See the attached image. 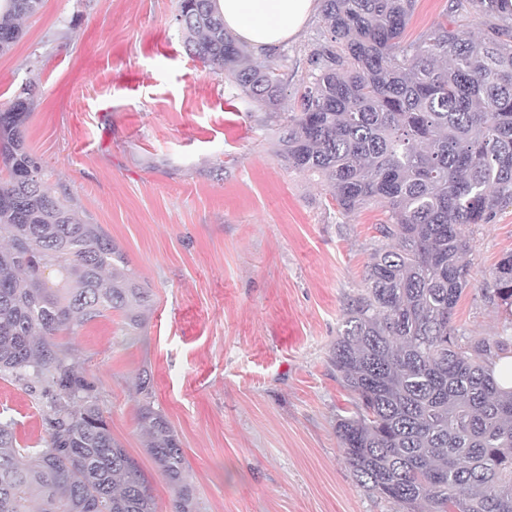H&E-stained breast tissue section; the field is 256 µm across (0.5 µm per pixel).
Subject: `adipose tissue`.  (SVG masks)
<instances>
[{
  "instance_id": "obj_1",
  "label": "adipose tissue",
  "mask_w": 512,
  "mask_h": 512,
  "mask_svg": "<svg viewBox=\"0 0 512 512\" xmlns=\"http://www.w3.org/2000/svg\"><path fill=\"white\" fill-rule=\"evenodd\" d=\"M216 5L225 27L262 54L298 37L317 0H217Z\"/></svg>"
}]
</instances>
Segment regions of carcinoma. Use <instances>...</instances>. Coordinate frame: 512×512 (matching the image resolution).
Returning <instances> with one entry per match:
<instances>
[{
  "label": "carcinoma",
  "instance_id": "1",
  "mask_svg": "<svg viewBox=\"0 0 512 512\" xmlns=\"http://www.w3.org/2000/svg\"><path fill=\"white\" fill-rule=\"evenodd\" d=\"M43 0H7L0 54ZM478 34L436 23L403 34L414 0H323V40L286 98L284 53L254 60L215 0H179L189 53L236 84L276 127L287 169L326 183L340 213L387 208L364 288L329 355L356 399L336 436L355 483L402 512H512V389L489 364L512 336H464L452 317L470 282L466 224L512 205V22L471 0ZM35 84L0 110V379L40 389L45 437L20 446L0 418V512H156L144 472L112 436L96 384L54 341L107 312L135 330L150 294L125 253L44 178L24 127ZM512 316V252L494 272ZM137 426L174 491L199 512L177 434L138 378Z\"/></svg>",
  "mask_w": 512,
  "mask_h": 512
}]
</instances>
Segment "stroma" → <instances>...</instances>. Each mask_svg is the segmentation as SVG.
I'll return each mask as SVG.
<instances>
[{
  "label": "stroma",
  "mask_w": 512,
  "mask_h": 512,
  "mask_svg": "<svg viewBox=\"0 0 512 512\" xmlns=\"http://www.w3.org/2000/svg\"><path fill=\"white\" fill-rule=\"evenodd\" d=\"M177 12L178 0H43L0 55V110L35 83L28 148L153 294L137 331L112 312L57 340L96 382L157 512H172L173 492L137 429L145 370L201 512H399L353 480L336 436L353 398L328 366L387 213L343 215L324 184L287 170L263 109L186 52ZM448 20L471 17L416 0L404 39ZM322 30L313 16L284 45L289 90ZM463 231L473 279L453 323L502 335L512 317L492 270L512 251V205ZM40 405L39 393L0 380V415L20 445L43 438Z\"/></svg>",
  "instance_id": "1"
}]
</instances>
